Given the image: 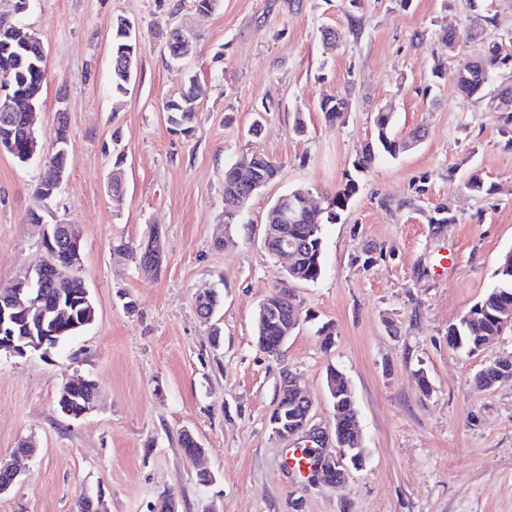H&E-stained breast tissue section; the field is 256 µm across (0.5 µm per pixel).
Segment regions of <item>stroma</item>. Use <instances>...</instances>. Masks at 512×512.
Segmentation results:
<instances>
[{
  "label": "stroma",
  "mask_w": 512,
  "mask_h": 512,
  "mask_svg": "<svg viewBox=\"0 0 512 512\" xmlns=\"http://www.w3.org/2000/svg\"><path fill=\"white\" fill-rule=\"evenodd\" d=\"M464 15L463 0H31L18 23L46 54L36 129L43 147L66 113L70 164L58 193L37 199L42 162L0 149V288L41 253L50 224L82 234L81 276L94 322L50 352H0V459L32 441L21 475L0 495V512H76L80 498L107 512H153L172 495L178 512H512V380L479 391L471 379L512 354L504 332L470 355L448 345V327L495 284L512 251V149L489 100L469 99L436 64L455 67L472 45L448 51L436 26ZM139 34L128 93L111 89V21ZM198 35L193 55L171 60L164 37ZM335 29L328 52L323 28ZM195 78L203 89L187 134L171 132L163 106ZM348 96L344 122L318 110ZM260 135L248 128L262 103ZM394 114L397 137L423 138L398 158L356 163L373 116ZM303 112L306 133L294 130ZM280 165L241 224H224V169L252 154ZM121 167L124 200L109 182ZM500 185L475 195L470 172ZM355 180L357 193L323 227L324 272L298 283L300 323L282 357L255 341V313L277 284L263 247L266 213L282 193L306 188L320 205ZM414 207H406V200ZM452 204L456 221L427 214ZM37 211L43 221L30 223ZM162 233L159 272L115 250ZM223 295L220 346L196 311L206 289ZM330 325L331 345L318 330ZM338 369L355 394L367 449L360 471L330 485L288 467L304 436L273 433L283 370L313 403V423L332 426L326 375ZM427 376L429 391L419 386ZM93 381L98 397L79 418L60 413L64 383ZM192 432L205 454L187 458ZM208 472L212 483L199 479Z\"/></svg>",
  "instance_id": "1"
}]
</instances>
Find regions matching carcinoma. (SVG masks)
<instances>
[{"label":"carcinoma","mask_w":512,"mask_h":512,"mask_svg":"<svg viewBox=\"0 0 512 512\" xmlns=\"http://www.w3.org/2000/svg\"><path fill=\"white\" fill-rule=\"evenodd\" d=\"M469 14L466 23L449 16L439 23L438 34L441 41L448 45L460 42H478L480 49L474 56L462 60L452 71L438 63L432 75L438 80L446 78L456 86L457 90L468 97L479 99L486 96V88L493 74L512 71V37L506 39H490L488 32L499 28V19L492 9L490 0H467ZM196 46V38L183 30L174 28L165 37V48L171 59H180L191 54ZM137 60V30L135 25L124 17L112 20V96L116 99L124 97L128 92L131 77L128 73L129 61ZM46 66L42 44L34 35L27 33L15 23L0 21V72H11L16 78L19 91L36 101L40 100L43 81L42 75L34 72L33 66ZM509 102L495 111V119L501 134L506 137L505 145H512V84L506 87ZM200 96L194 78L188 83L179 96L166 101L164 112L170 129L176 133H189L191 122L199 103L189 102V98ZM348 109L345 99L338 96L324 98L319 103V110L325 121L334 123L345 116ZM374 137L362 149L358 159L360 167H371L384 156L392 159L407 152L411 143L420 141V130H413L406 138H399L393 132V115L390 112L378 111L374 115ZM69 153L59 155L53 166L43 167V173L36 187V195L43 198L55 186L56 171L54 168H67ZM280 165L262 155L255 154L248 161L235 163L224 169V224L231 226V220L239 214V209L247 208L253 196L271 183L278 176ZM465 188L474 194L493 195L499 187L486 182L477 172H472L465 182ZM357 192L355 181L350 179L342 192L336 194L329 204L333 208L321 211L305 205L301 189H293L288 194L293 197L292 209L297 222L288 225V236L299 242L298 258L294 264L296 272L293 280L297 282H316L323 274V237L322 226L337 216V211L346 207ZM456 215L451 205L442 203L434 208L428 216L430 224H453ZM60 260L63 263L67 256L82 252V238L75 233L57 244ZM119 252H125L139 265L150 261L147 246L132 247L124 243L116 246ZM33 291L41 292L49 312L56 307L68 310V316L49 318L50 334L55 344H60L69 337L88 327L95 320V309L85 302V289L81 276L59 277L52 272L46 273L41 285L33 284ZM272 322L268 328L260 329L259 335L266 337L268 342L276 343L280 331L274 320L286 319L291 309L296 307L293 291L286 283L276 286L269 295ZM16 325L12 333L16 337L31 335L27 324L25 307L14 308ZM507 330H512V251L506 253L498 271V281L486 294L466 311L458 322L448 326V345L468 354H476L487 344ZM501 371L494 364L479 370L473 385L479 389H487L497 383ZM335 384L338 407L342 411V419L338 423L340 444L343 448H354L357 445L355 435L359 433L357 425L358 409L354 393L347 377L337 369L327 373Z\"/></svg>","instance_id":"1"}]
</instances>
